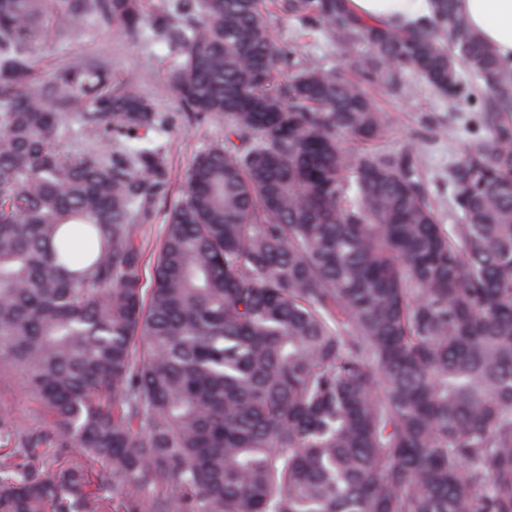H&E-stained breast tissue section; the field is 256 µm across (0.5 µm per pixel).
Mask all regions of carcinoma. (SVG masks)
Masks as SVG:
<instances>
[{
    "mask_svg": "<svg viewBox=\"0 0 512 512\" xmlns=\"http://www.w3.org/2000/svg\"><path fill=\"white\" fill-rule=\"evenodd\" d=\"M0 0V364L56 419L0 456V512H512V70L456 0L423 29L347 0ZM413 72L448 108L482 89L488 135L449 167L336 68ZM161 41L187 121L231 118L170 206L153 288L135 232L170 190L168 120L90 58L49 78V32ZM348 135L359 142L349 146ZM51 448H75L43 470ZM89 456L109 471L91 487ZM270 20L274 32L281 38L295 42L303 58L327 64L336 63V69L341 75L358 80L354 64L345 60L337 48L316 41L313 37L301 36L293 22L278 16L273 11L270 13Z\"/></svg>",
    "mask_w": 512,
    "mask_h": 512,
    "instance_id": "1",
    "label": "carcinoma"
}]
</instances>
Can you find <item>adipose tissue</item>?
I'll list each match as a JSON object with an SVG mask.
<instances>
[{"label":"adipose tissue","instance_id":"obj_1","mask_svg":"<svg viewBox=\"0 0 512 512\" xmlns=\"http://www.w3.org/2000/svg\"><path fill=\"white\" fill-rule=\"evenodd\" d=\"M471 28L512 69V0H457ZM349 10L386 26H421L431 18L430 0H348Z\"/></svg>","mask_w":512,"mask_h":512}]
</instances>
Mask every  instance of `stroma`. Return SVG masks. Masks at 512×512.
<instances>
[{
    "label": "stroma",
    "mask_w": 512,
    "mask_h": 512,
    "mask_svg": "<svg viewBox=\"0 0 512 512\" xmlns=\"http://www.w3.org/2000/svg\"><path fill=\"white\" fill-rule=\"evenodd\" d=\"M274 32L295 42L300 55L311 61L335 65L341 75L355 78V66L338 49L310 36L300 35L293 22L271 15ZM168 47L159 41L144 44L120 29L104 30L95 39L80 32L65 37L51 36L39 53L38 69L49 74L56 66L81 59L98 58L112 65L118 77H130L143 91L153 96L159 111L175 113L179 104L169 80ZM405 89L394 90L380 83L361 82V89L383 112L388 125L374 147L385 154H401L416 149L425 169V187L430 196L448 194V165L452 159L486 136L488 126L483 109L489 100L486 91H478L457 111H448L440 98L421 85L413 74H406ZM228 118L201 123H182L170 135L171 186L169 202L182 195L186 175L197 154L207 146L223 142ZM6 417L16 434L51 430L55 422L39 399L29 390L21 368L0 367V417Z\"/></svg>",
    "instance_id": "35a3bbf8"
}]
</instances>
